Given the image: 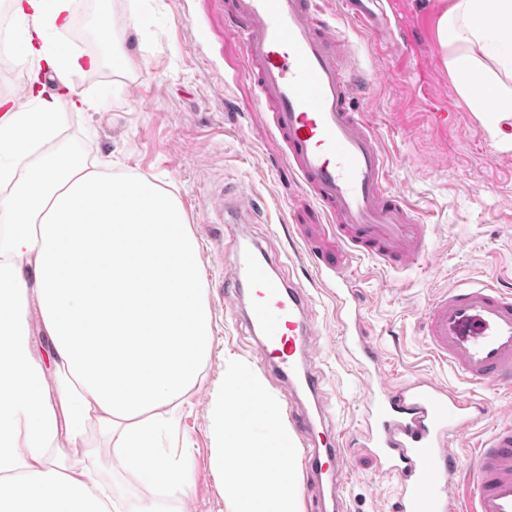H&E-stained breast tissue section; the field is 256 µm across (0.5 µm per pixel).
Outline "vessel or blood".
Masks as SVG:
<instances>
[{
	"label": "vessel or blood",
	"mask_w": 512,
	"mask_h": 512,
	"mask_svg": "<svg viewBox=\"0 0 512 512\" xmlns=\"http://www.w3.org/2000/svg\"><path fill=\"white\" fill-rule=\"evenodd\" d=\"M352 19L378 30L379 0H357ZM224 39L240 44L239 71L254 87L275 138L286 146L288 167L303 191L322 209L336 232L339 250L320 256L317 272L336 296V317L359 311L349 262L366 258L393 270L421 263L427 226L387 183V160L365 113L354 111V91L371 96L360 79L350 43L319 21L314 0H227ZM262 248L242 246L233 287H249L248 320L265 337L264 352L296 390L318 394L321 376L308 349L309 296L274 276ZM422 322L434 360L466 384L459 391L416 376L397 388L378 385L383 365L378 348L361 335H343L346 359L367 381L361 437L381 470L398 479L395 512H512V424L497 426L476 450L473 493L463 507L451 495L457 457L449 438L484 420L488 388L512 385V292L490 279L470 288L434 295ZM303 444L305 479L330 471L343 496L341 448L312 447L309 439L331 426L319 411H289Z\"/></svg>",
	"instance_id": "obj_1"
}]
</instances>
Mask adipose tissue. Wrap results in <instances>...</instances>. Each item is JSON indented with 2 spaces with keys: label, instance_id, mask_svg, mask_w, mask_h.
I'll list each match as a JSON object with an SVG mask.
<instances>
[{
  "label": "adipose tissue",
  "instance_id": "obj_1",
  "mask_svg": "<svg viewBox=\"0 0 512 512\" xmlns=\"http://www.w3.org/2000/svg\"><path fill=\"white\" fill-rule=\"evenodd\" d=\"M25 104L0 101V512H165L187 504L189 447L169 443L214 336L199 242L176 199L147 177L31 144L60 107L88 99L74 74L98 66L57 34L71 0H10ZM442 60L493 144L512 150V0H438ZM51 72L57 91L45 93ZM46 336L36 343L30 316ZM100 433L163 498L114 495L51 449Z\"/></svg>",
  "mask_w": 512,
  "mask_h": 512
}]
</instances>
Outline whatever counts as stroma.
<instances>
[{
	"label": "stroma",
	"mask_w": 512,
	"mask_h": 512,
	"mask_svg": "<svg viewBox=\"0 0 512 512\" xmlns=\"http://www.w3.org/2000/svg\"><path fill=\"white\" fill-rule=\"evenodd\" d=\"M224 2L72 0L71 27L60 39L97 54L95 18L102 12L111 14L117 36L111 64L73 78L95 109L64 107L54 145L90 163L108 160L113 168L157 179L175 195L200 243L214 343L206 379L192 392L179 425L192 448L189 512H227L221 478L210 466L209 430L210 397L222 382L225 360L247 363L277 399L288 396L287 383L260 365L261 341L249 325L246 298L222 289L243 239L257 241L282 276L303 285L314 301L309 350L322 374L323 403L335 420L333 431L318 440L325 448L338 439L344 443L346 512H394L396 480L361 446L365 381L341 350L333 298L307 278L318 254L334 249L336 239L290 174L285 146L272 135L251 86L233 68L240 47L224 40ZM318 2L320 16L349 38L363 68L377 79L373 98L358 96L354 104L368 112L380 136L389 186L407 197L428 226L421 265L393 271L354 261L351 286L360 300L362 329L381 353L389 385L420 375L457 386V378L427 351L421 312L437 291L474 286L489 276L512 292V151L493 145L458 96L441 59L435 0H388L383 39L348 18L340 0ZM134 14L140 26L126 31ZM225 189L244 191L252 207L217 236L209 202ZM484 395L486 419L450 443L461 492L477 445L495 425L512 423V388ZM88 441L99 477L126 496L155 497L154 489L122 467L97 430H90Z\"/></svg>",
	"instance_id": "stroma-1"
}]
</instances>
